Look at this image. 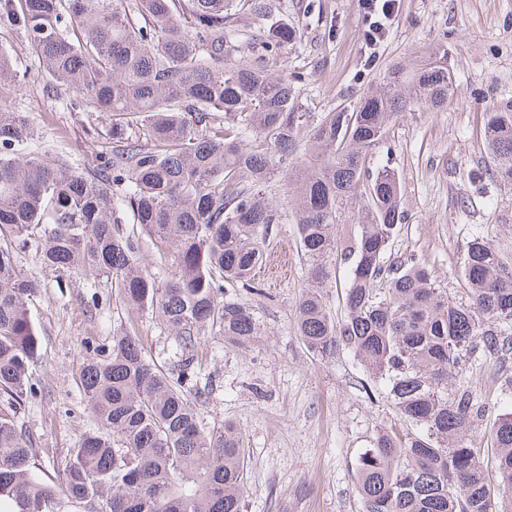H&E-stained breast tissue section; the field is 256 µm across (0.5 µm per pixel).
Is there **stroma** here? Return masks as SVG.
<instances>
[{
  "instance_id": "obj_1",
  "label": "stroma",
  "mask_w": 512,
  "mask_h": 512,
  "mask_svg": "<svg viewBox=\"0 0 512 512\" xmlns=\"http://www.w3.org/2000/svg\"><path fill=\"white\" fill-rule=\"evenodd\" d=\"M274 18L296 32L288 46V75L303 73L298 99L309 112L355 104L396 66L412 67L447 51L455 95L440 109L416 107L398 117L371 167L396 173L405 219L387 258L423 256L441 287L464 300L460 266L468 240L483 236L512 254V187L492 176L485 141L488 111L512 112V0H401L374 60L360 42L358 0H266ZM0 50L13 58L14 81L0 86V112H16L35 129L39 153L92 169L108 149L109 119L55 86L23 30L0 24ZM271 195L282 213L272 225L265 262L288 252V275L255 276L238 291L259 313L264 333L241 348L205 333L197 348L213 391L200 408L204 427L236 422L246 438L244 512H362L355 459L377 430L401 427L391 405L368 387L369 378L345 351L318 357L296 332L295 304L307 287V264L295 237L281 183ZM22 273L40 293L30 306L41 338L33 376L42 394L26 403L17 422L35 460L52 472L94 426L75 383L83 342L107 346L114 327L135 332L154 362L174 361L175 343L149 314L134 311L103 276L61 275L34 253L19 256ZM512 374V354L487 360L472 378L490 410L512 407L499 372Z\"/></svg>"
}]
</instances>
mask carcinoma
Wrapping results in <instances>:
<instances>
[{
  "instance_id": "carcinoma-1",
  "label": "carcinoma",
  "mask_w": 512,
  "mask_h": 512,
  "mask_svg": "<svg viewBox=\"0 0 512 512\" xmlns=\"http://www.w3.org/2000/svg\"><path fill=\"white\" fill-rule=\"evenodd\" d=\"M253 0H4L42 67L84 107L111 117L112 146L81 173L60 159L13 155L34 132L0 112V507L6 512H243L241 429L207 430L199 406V336L242 347L261 334L242 303L282 215L268 196L283 178L307 261L296 331L316 356L347 350L409 427L379 431L356 462L363 512H512V408L491 429L484 464L472 430L486 414L469 380L482 360L512 350V256L482 237L467 245L468 301L437 287L426 260H384L404 219L387 167L366 166L400 113L440 108L455 94L448 58L393 69L352 108L315 115L282 76L286 27L236 28ZM492 176L512 185V112H490ZM365 205L336 234L338 209ZM131 212L135 227H124ZM167 248L157 281L140 239ZM33 250L59 271L110 279L129 308L149 310L175 341L162 368L124 327L109 349L85 345L77 375L95 430L58 466L63 494L42 476L17 410L40 392L31 377L41 339L29 304L37 284L18 256ZM350 267L343 316L327 305L331 256Z\"/></svg>"
}]
</instances>
